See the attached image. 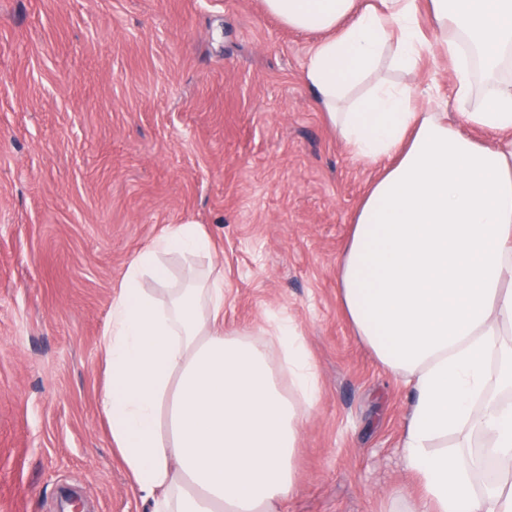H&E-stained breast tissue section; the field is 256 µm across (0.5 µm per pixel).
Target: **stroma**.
I'll list each match as a JSON object with an SVG mask.
<instances>
[{
	"mask_svg": "<svg viewBox=\"0 0 512 512\" xmlns=\"http://www.w3.org/2000/svg\"><path fill=\"white\" fill-rule=\"evenodd\" d=\"M316 35L262 0H0V512H147L101 410V339L131 258L202 225L224 325L285 318L320 395L280 512H392L410 390L355 336L339 260L375 166L303 79ZM410 86L452 102V65Z\"/></svg>",
	"mask_w": 512,
	"mask_h": 512,
	"instance_id": "1",
	"label": "stroma"
}]
</instances>
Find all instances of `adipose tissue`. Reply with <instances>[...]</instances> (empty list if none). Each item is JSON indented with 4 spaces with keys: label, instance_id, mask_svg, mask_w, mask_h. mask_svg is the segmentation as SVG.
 <instances>
[{
    "label": "adipose tissue",
    "instance_id": "1",
    "mask_svg": "<svg viewBox=\"0 0 512 512\" xmlns=\"http://www.w3.org/2000/svg\"><path fill=\"white\" fill-rule=\"evenodd\" d=\"M318 34L304 80L347 151L382 167L352 218L340 298L379 363L410 386L402 512H512V0H262ZM440 51L459 122L420 108L393 71ZM487 133L480 142L464 126ZM174 224L128 263L101 339V407L149 512H277L319 399L298 328L228 330L224 281L175 287L169 260L209 256ZM476 434L479 452L451 448Z\"/></svg>",
    "mask_w": 512,
    "mask_h": 512
}]
</instances>
